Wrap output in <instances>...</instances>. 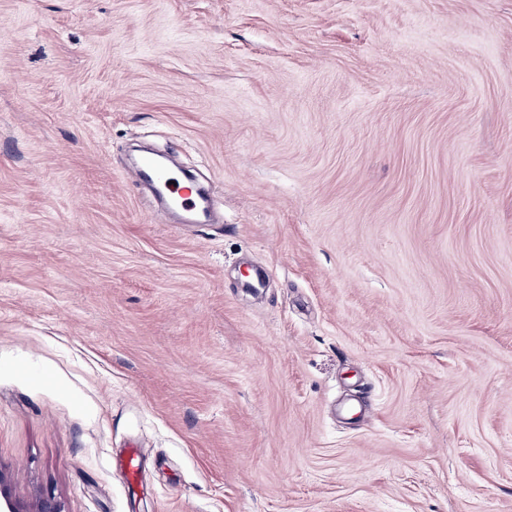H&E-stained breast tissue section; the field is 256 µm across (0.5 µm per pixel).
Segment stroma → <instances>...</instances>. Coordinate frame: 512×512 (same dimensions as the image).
I'll return each mask as SVG.
<instances>
[{
  "label": "stroma",
  "mask_w": 512,
  "mask_h": 512,
  "mask_svg": "<svg viewBox=\"0 0 512 512\" xmlns=\"http://www.w3.org/2000/svg\"><path fill=\"white\" fill-rule=\"evenodd\" d=\"M135 144L218 221L155 220ZM0 466L63 512H512V0H0Z\"/></svg>",
  "instance_id": "obj_1"
}]
</instances>
